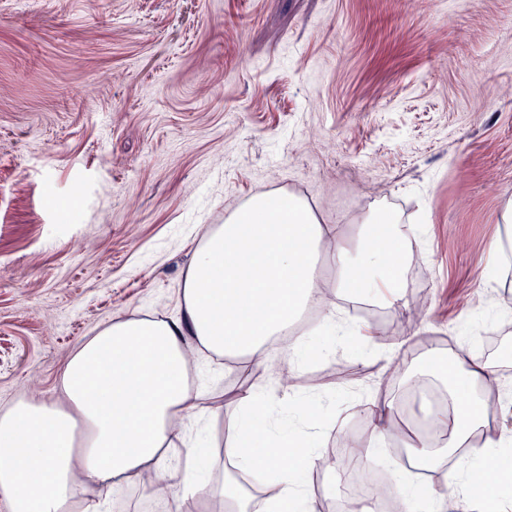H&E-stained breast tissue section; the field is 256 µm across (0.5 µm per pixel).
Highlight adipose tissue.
Instances as JSON below:
<instances>
[{
  "instance_id": "adipose-tissue-1",
  "label": "adipose tissue",
  "mask_w": 512,
  "mask_h": 512,
  "mask_svg": "<svg viewBox=\"0 0 512 512\" xmlns=\"http://www.w3.org/2000/svg\"><path fill=\"white\" fill-rule=\"evenodd\" d=\"M360 237L349 245L288 194L254 196L226 216L195 249L183 278L181 319L113 320L66 363L64 403L21 401L0 414V495L12 512H69L86 484L107 492L139 483L183 507L209 492L198 449H189L177 470L167 467L168 450L185 441L194 412L186 336L214 355H241L269 368L272 337L323 304L315 274L320 252L334 261L339 295L374 299L398 286L404 235L394 218L371 211ZM448 374L454 407L426 410L435 434L415 445V453L432 459L460 451L511 482L512 454L502 451L480 398L500 385L499 375L463 344L453 350ZM321 408L319 399L298 396L283 414L267 392H240L238 425L224 450L234 474L219 490L234 512H250L252 504L236 479L240 473L270 486L262 512H311L305 475L323 459L311 419ZM397 493L406 512H443L446 502L437 488L403 476Z\"/></svg>"
}]
</instances>
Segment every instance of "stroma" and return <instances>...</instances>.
Returning a JSON list of instances; mask_svg holds the SVG:
<instances>
[{"label": "stroma", "mask_w": 512, "mask_h": 512, "mask_svg": "<svg viewBox=\"0 0 512 512\" xmlns=\"http://www.w3.org/2000/svg\"><path fill=\"white\" fill-rule=\"evenodd\" d=\"M260 193L303 199L353 243L376 208L408 237L396 306L337 296L320 256L353 341L317 310L291 328L313 335L304 364L276 344L270 373L204 351L188 366L215 486L240 391L286 407L288 372L294 394L332 399L317 481L333 505L347 470L396 473L392 445L368 451L362 402L447 391L461 340L512 378V266L484 278L512 205V0H0V411L56 401L70 354L112 319H179L202 237ZM94 499L177 508L131 484L87 488L72 512Z\"/></svg>", "instance_id": "obj_1"}]
</instances>
